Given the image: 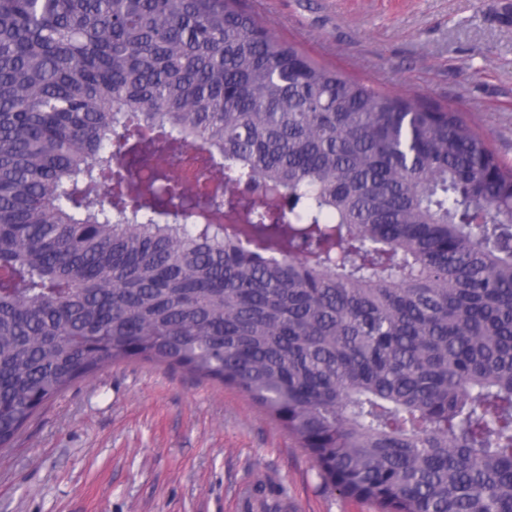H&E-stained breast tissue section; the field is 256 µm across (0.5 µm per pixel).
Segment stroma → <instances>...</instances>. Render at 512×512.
Masks as SVG:
<instances>
[{
	"instance_id": "35a3bbf8",
	"label": "stroma",
	"mask_w": 512,
	"mask_h": 512,
	"mask_svg": "<svg viewBox=\"0 0 512 512\" xmlns=\"http://www.w3.org/2000/svg\"><path fill=\"white\" fill-rule=\"evenodd\" d=\"M311 59L464 113L512 164V0H242ZM252 482L299 512H375L238 389L129 361L74 384L0 452V512H236Z\"/></svg>"
}]
</instances>
